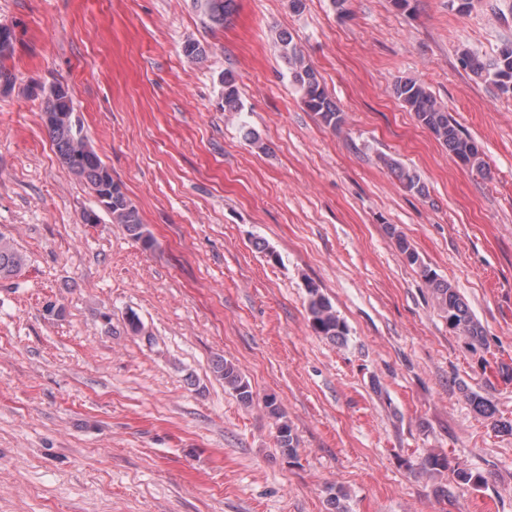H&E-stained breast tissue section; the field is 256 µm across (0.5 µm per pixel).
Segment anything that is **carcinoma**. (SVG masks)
<instances>
[{
  "label": "carcinoma",
  "mask_w": 512,
  "mask_h": 512,
  "mask_svg": "<svg viewBox=\"0 0 512 512\" xmlns=\"http://www.w3.org/2000/svg\"><path fill=\"white\" fill-rule=\"evenodd\" d=\"M196 4L215 27L224 26L236 10V0H196ZM277 43L280 56L288 66L292 82L302 92L306 109L314 113L326 127L334 131L340 129L344 123L343 112L337 106L336 100L326 91L315 70L305 62L292 33L286 29L279 30ZM460 64L474 76L490 81L500 93L512 95V42L503 44L495 60L491 62L477 53L466 50L460 56ZM222 84V108L226 112L240 111L242 102L232 71L224 72ZM394 95L414 113L417 123L428 130L457 160L482 175L488 173L479 145L461 131L458 124L436 103L422 83L404 77L395 83ZM42 96L43 113L54 118V122L47 126V131L58 159L86 182L95 197L100 198L105 194L110 197L109 207L105 212L111 216L112 222L123 225L129 235L144 248H152L154 240L145 230L137 206L127 195L123 184L112 179V172L84 134L83 125L74 113L72 96L63 91V84L60 82L48 91L42 92ZM381 161L404 189L422 197L427 196L428 188L417 171L391 157L384 156ZM391 235L396 238L398 248L406 261L421 268L432 288L439 310L448 320V327L465 336L471 349L484 347L486 337L483 329L467 302L447 281L428 269L420 254L403 235L394 230L391 231ZM24 265L25 256L10 240L0 236V281L11 279ZM308 295L309 323L315 334L331 341L344 338L347 335L346 324L330 300L313 285L308 288ZM212 369L217 377L224 380V386L233 392L242 405L250 407L255 404L252 386L236 364L218 356L212 362ZM468 400L476 412L490 420L494 430L512 432V422L496 418V411L489 400L475 393L469 395ZM264 408L274 419L275 428L279 430L277 444L282 453L290 459L297 457V435L281 412L276 399L265 402ZM408 467L420 475L440 474L448 471V457L428 453L421 457L418 463H410ZM454 473L459 484L463 486L479 487L486 483L485 477L480 474L458 468ZM346 498L343 490L328 488L327 512H348Z\"/></svg>",
  "instance_id": "cac0c4a2"
}]
</instances>
